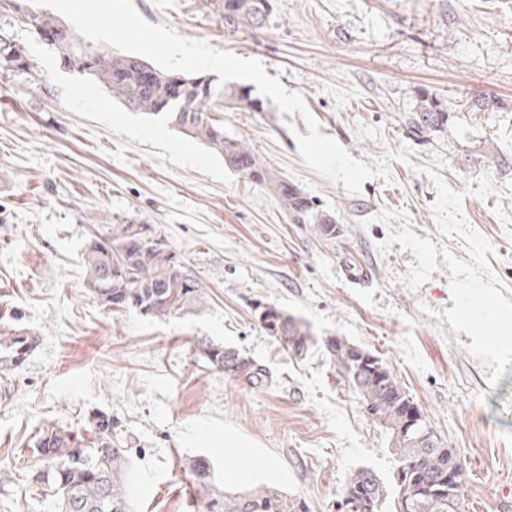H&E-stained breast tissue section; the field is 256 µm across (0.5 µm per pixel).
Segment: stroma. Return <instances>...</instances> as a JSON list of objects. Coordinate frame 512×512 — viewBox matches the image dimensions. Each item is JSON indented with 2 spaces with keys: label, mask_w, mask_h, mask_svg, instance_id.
<instances>
[{
  "label": "stroma",
  "mask_w": 512,
  "mask_h": 512,
  "mask_svg": "<svg viewBox=\"0 0 512 512\" xmlns=\"http://www.w3.org/2000/svg\"><path fill=\"white\" fill-rule=\"evenodd\" d=\"M150 23L261 61L350 155L372 163L412 148L392 181L349 193L308 167L300 115L274 104L219 106L225 135L250 142L275 173L335 212V238L289 223L276 202L204 145L160 118L112 101L63 67L23 23L31 0H0V31L25 46L31 70L0 68V318L37 346L0 381V471L30 456L45 422L71 430L112 414L137 477L134 512H203L189 457H207L226 491L272 484L312 512H337L346 477L390 479L385 429L364 413L321 342L344 339L381 357L466 468L462 512H504L512 486V364L497 384L437 312L452 308L443 256L468 259L444 236L425 168L463 195V213L494 246L488 261L512 300V0H276L267 27L233 32L209 0H133ZM448 105L447 129L407 139L417 89ZM494 100L474 109V100ZM151 225L207 296L198 312L157 320L104 309L84 282L92 231ZM308 323L315 344L291 357L261 327L257 303ZM236 348L270 372L254 388L198 362V338ZM232 429L266 466L241 480Z\"/></svg>",
  "instance_id": "stroma-1"
}]
</instances>
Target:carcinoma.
<instances>
[{"label": "carcinoma", "instance_id": "obj_1", "mask_svg": "<svg viewBox=\"0 0 512 512\" xmlns=\"http://www.w3.org/2000/svg\"><path fill=\"white\" fill-rule=\"evenodd\" d=\"M224 27L263 28L274 11L273 0H211ZM26 24L54 50L63 66L81 73L108 93L113 100L134 112L162 117L185 138L200 142L224 159V166L265 190L291 224H311L322 237L339 232L336 214L321 208L301 188L269 168L250 144L224 136V125L212 115L219 101L228 100L247 112L264 111L247 86L218 87L204 75L173 73L152 68L146 73L141 58L95 46L73 27L49 14L26 11ZM29 68L23 46L0 34V66ZM448 104L428 91H420L414 108L402 121L408 132L422 142L448 127ZM86 288L100 304L114 312L136 311L143 316L165 319L186 315L205 304L198 282L181 271L178 253L155 235L148 224H114L103 234L89 239L83 253ZM258 321L267 335L295 358H303L314 345L306 322L275 305L260 308ZM36 344L31 333L13 326L0 329V378L6 379L21 365ZM326 356L356 393L364 413L385 429L398 466L387 485L369 468L351 472L343 486L342 512H462L465 469L459 452L436 435L432 444L418 439L405 425V406L411 399L387 364L378 356L362 365L353 359L351 342H323ZM198 359L225 373L243 379L255 388L269 383V372L240 351L208 338L197 340ZM86 432L47 423L30 445L40 464L21 467L22 478H0V489L11 486L25 512H37L48 498L57 512H132L129 493L128 450L112 416L97 411L88 416ZM184 470L193 477L195 495L204 512H310L309 504L263 484L242 493H228L213 476L206 458H189ZM457 472L448 484V471Z\"/></svg>", "mask_w": 512, "mask_h": 512}]
</instances>
